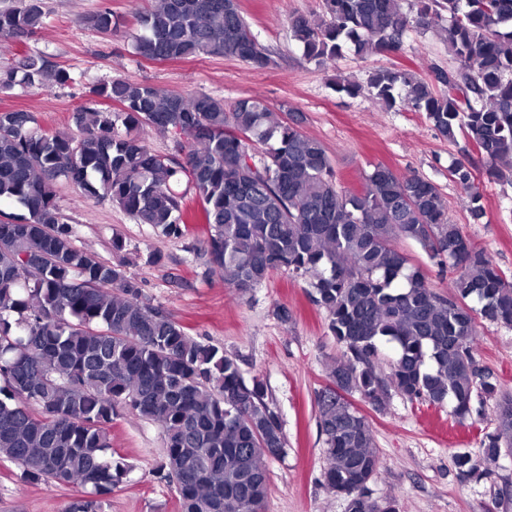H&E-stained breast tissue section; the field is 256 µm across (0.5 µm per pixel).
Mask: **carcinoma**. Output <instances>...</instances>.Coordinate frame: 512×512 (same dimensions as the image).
Here are the masks:
<instances>
[{
	"mask_svg": "<svg viewBox=\"0 0 512 512\" xmlns=\"http://www.w3.org/2000/svg\"><path fill=\"white\" fill-rule=\"evenodd\" d=\"M322 8L323 21L290 20L303 58L322 68L335 67L346 45L362 59L398 58L408 32L437 28L449 62L431 68L432 79L393 64L363 84L341 77L335 89L423 112L437 137L460 145L448 173L481 223L470 152L488 179L512 178V0H322ZM139 19L133 49L146 59L218 54L254 71L275 64L239 0H155ZM84 23L103 34L117 27L109 9ZM43 25L42 0L0 9V48L26 43ZM71 81L40 53L0 70V91ZM73 120L77 136L46 133L31 113L0 110V203L22 210L0 213V462L30 483L80 488L68 512H103L131 471L110 438L124 405L162 430V473L180 512H262L265 459L285 448L262 380H246L224 349L143 304L123 266L75 244L54 192L61 179L167 237L184 235L187 201L197 200L210 228L197 258L239 296L279 270L308 283L342 349L317 418L322 483L346 512H397L393 499L369 494L380 458L368 417L347 399L354 392L377 410L392 388L412 402L446 403L460 423L493 400L482 458L456 455L457 475L479 483L491 475L482 461L512 456V396L477 360L481 322L512 327V280L448 220L433 182L378 163L360 190H345L304 117L281 119L257 97L227 107L207 93L113 78L88 89ZM148 129L171 135L168 153L146 144ZM400 240L448 275V294L428 284ZM387 344L395 357L386 374Z\"/></svg>",
	"mask_w": 512,
	"mask_h": 512,
	"instance_id": "1",
	"label": "carcinoma"
}]
</instances>
